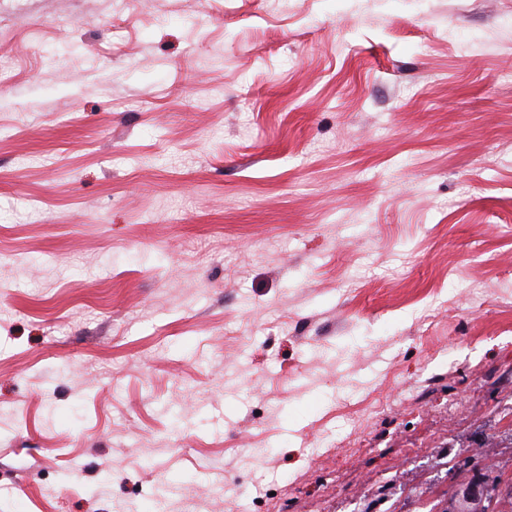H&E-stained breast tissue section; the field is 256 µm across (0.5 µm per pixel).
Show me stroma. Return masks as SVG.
<instances>
[{
    "label": "stroma",
    "instance_id": "obj_1",
    "mask_svg": "<svg viewBox=\"0 0 512 512\" xmlns=\"http://www.w3.org/2000/svg\"><path fill=\"white\" fill-rule=\"evenodd\" d=\"M0 59V512L512 482V0H0Z\"/></svg>",
    "mask_w": 512,
    "mask_h": 512
}]
</instances>
